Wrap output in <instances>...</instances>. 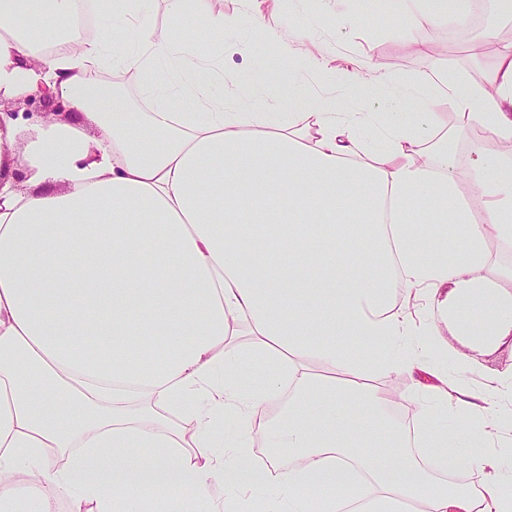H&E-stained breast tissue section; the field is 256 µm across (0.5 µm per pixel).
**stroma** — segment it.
I'll return each mask as SVG.
<instances>
[{
    "instance_id": "obj_1",
    "label": "stroma",
    "mask_w": 512,
    "mask_h": 512,
    "mask_svg": "<svg viewBox=\"0 0 512 512\" xmlns=\"http://www.w3.org/2000/svg\"><path fill=\"white\" fill-rule=\"evenodd\" d=\"M255 6L273 18L279 36L299 48L325 57L336 69H356L372 81L385 75L402 79L434 75L440 68L476 77L490 69L495 57L475 53V45L498 39L501 23L494 9H487L481 25L458 33L453 22L432 24L407 39L404 24L386 16L378 0H256ZM424 45L416 53L413 42ZM275 46L264 35H255L248 55H225L224 89L263 106L278 98L276 86L266 82L264 71ZM376 70H368V62ZM284 82L305 97L331 96L352 106H364L355 89L341 87L338 79L315 69L301 70L293 62L282 65Z\"/></svg>"
}]
</instances>
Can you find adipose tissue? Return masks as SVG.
<instances>
[{"label": "adipose tissue", "instance_id": "ef3b65f1", "mask_svg": "<svg viewBox=\"0 0 512 512\" xmlns=\"http://www.w3.org/2000/svg\"><path fill=\"white\" fill-rule=\"evenodd\" d=\"M166 3L197 33L173 40L147 0H0V101L44 84L70 107L0 112V512H512V373L468 343L512 341V267L488 247L512 249V44L478 81L380 77L382 112L295 94L237 112L224 53L249 42L206 0ZM382 9L410 36L470 6ZM108 69L152 109L102 91ZM437 97L502 145L469 149L481 222ZM239 326L250 343L225 346ZM448 334L466 342L439 366ZM243 364L259 384L234 380ZM374 371L413 379L416 429Z\"/></svg>", "mask_w": 512, "mask_h": 512}]
</instances>
